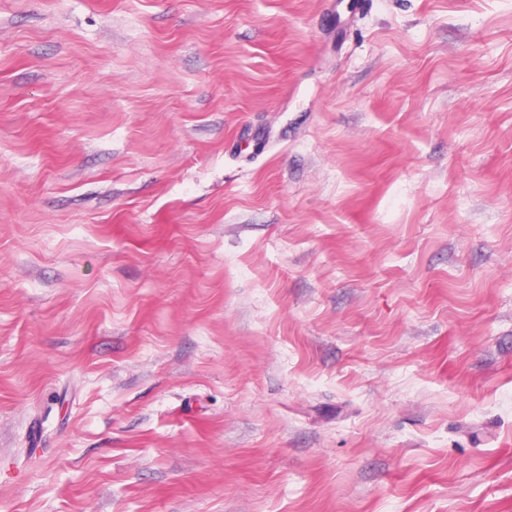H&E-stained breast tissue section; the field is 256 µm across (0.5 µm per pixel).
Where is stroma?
Instances as JSON below:
<instances>
[{
	"label": "stroma",
	"mask_w": 512,
	"mask_h": 512,
	"mask_svg": "<svg viewBox=\"0 0 512 512\" xmlns=\"http://www.w3.org/2000/svg\"><path fill=\"white\" fill-rule=\"evenodd\" d=\"M0 512H512V0H0Z\"/></svg>",
	"instance_id": "stroma-1"
}]
</instances>
